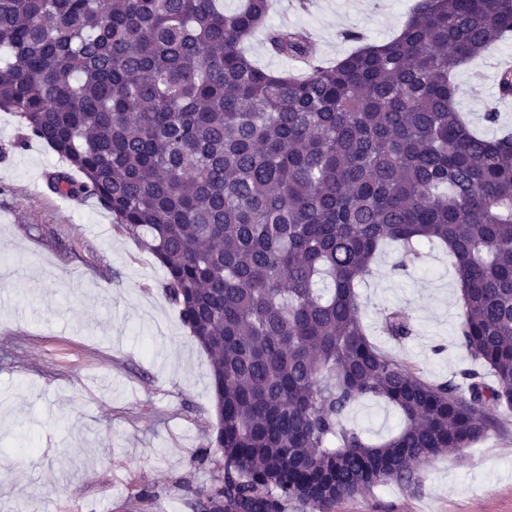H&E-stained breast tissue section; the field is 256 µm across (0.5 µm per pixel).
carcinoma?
Segmentation results:
<instances>
[{
    "instance_id": "1",
    "label": "carcinoma",
    "mask_w": 512,
    "mask_h": 512,
    "mask_svg": "<svg viewBox=\"0 0 512 512\" xmlns=\"http://www.w3.org/2000/svg\"><path fill=\"white\" fill-rule=\"evenodd\" d=\"M270 0H0V109L164 270L210 355L221 478L197 512H330L484 438L512 409V134L456 110L455 71L512 35V0H415L400 34L332 62ZM302 75L258 67L241 45ZM82 178L77 180L73 172ZM448 248L461 288V381H422L369 339L356 288L380 245ZM382 332L413 333L392 309ZM380 400V442L346 425ZM245 51L248 55L262 68L279 72L288 70L296 73V65L291 61L283 58L271 56L266 49L265 35L263 31H258L254 36L244 44ZM395 410L382 401L362 400L349 411L346 423L362 430L371 440L387 437L398 425Z\"/></svg>"
}]
</instances>
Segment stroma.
<instances>
[{
    "instance_id": "35a3bbf8",
    "label": "stroma",
    "mask_w": 512,
    "mask_h": 512,
    "mask_svg": "<svg viewBox=\"0 0 512 512\" xmlns=\"http://www.w3.org/2000/svg\"><path fill=\"white\" fill-rule=\"evenodd\" d=\"M414 0H272L270 22L309 31L318 57L352 52L345 31L386 42ZM512 58V38L455 73L456 108L487 138L512 131L491 58ZM498 112L487 123L488 107ZM0 110V512H195L199 491L221 475L209 356L168 300L154 256L96 200L51 192L61 167L44 143L22 138ZM402 246L386 243L357 288L373 343L429 383L459 379L470 358L456 341L462 306L448 252L424 245L399 268ZM402 308L413 333L385 336V311ZM459 453L336 503L332 512H512V411ZM349 426L387 437L398 415L363 400Z\"/></svg>"
}]
</instances>
